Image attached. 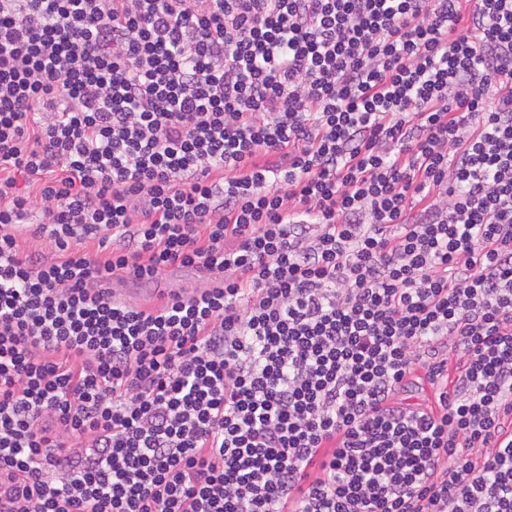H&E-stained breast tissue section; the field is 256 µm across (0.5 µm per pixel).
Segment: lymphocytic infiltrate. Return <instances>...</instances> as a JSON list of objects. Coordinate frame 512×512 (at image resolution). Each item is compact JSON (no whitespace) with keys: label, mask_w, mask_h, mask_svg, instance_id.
<instances>
[{"label":"lymphocytic infiltrate","mask_w":512,"mask_h":512,"mask_svg":"<svg viewBox=\"0 0 512 512\" xmlns=\"http://www.w3.org/2000/svg\"><path fill=\"white\" fill-rule=\"evenodd\" d=\"M0 512H512V0H0Z\"/></svg>","instance_id":"f902f5d3"}]
</instances>
